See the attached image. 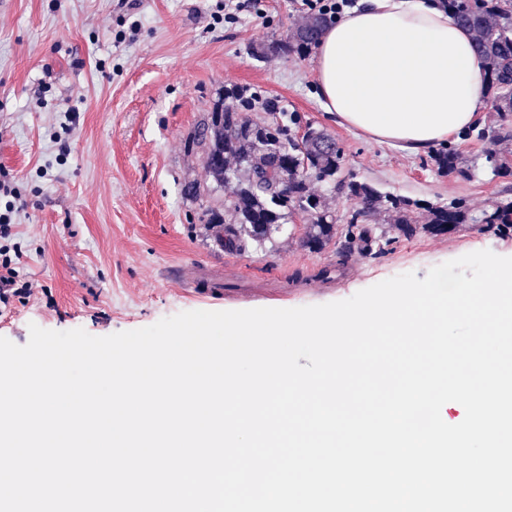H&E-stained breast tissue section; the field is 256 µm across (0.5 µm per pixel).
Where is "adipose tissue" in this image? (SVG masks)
<instances>
[{
  "mask_svg": "<svg viewBox=\"0 0 512 512\" xmlns=\"http://www.w3.org/2000/svg\"><path fill=\"white\" fill-rule=\"evenodd\" d=\"M313 68L337 122L414 154L485 107L484 61L438 0H358L322 34Z\"/></svg>",
  "mask_w": 512,
  "mask_h": 512,
  "instance_id": "obj_1",
  "label": "adipose tissue"
}]
</instances>
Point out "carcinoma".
Returning a JSON list of instances; mask_svg holds the SVG:
<instances>
[{
    "label": "carcinoma",
    "mask_w": 512,
    "mask_h": 512,
    "mask_svg": "<svg viewBox=\"0 0 512 512\" xmlns=\"http://www.w3.org/2000/svg\"><path fill=\"white\" fill-rule=\"evenodd\" d=\"M457 23L468 30L473 49L486 63V88L492 93L499 124L478 130L481 140L512 139V0H445ZM325 21L311 17L288 33V38L254 50L304 55L315 47ZM243 86L224 88V93L187 141V150L202 156L210 182H190L185 196L200 198L224 191L228 173L234 188L204 209L208 224L223 225L219 241L228 251H242L262 243L286 218L297 212L307 215L305 244L321 250L336 237V216L322 205L313 191L325 183L334 191L356 200L357 209L347 218L341 237L343 248L356 247L367 253L383 251L392 242L387 232L369 224L384 216L403 236L418 231L415 210L421 207L400 196L384 194L372 185L342 175L343 152L336 139L323 129L307 126L301 139L290 134L288 116L280 101H265L270 116L264 136H248L250 124L243 110L252 97ZM426 229L445 234L462 224H482L498 233L512 232V197L496 201L492 208L475 216L461 201L427 206Z\"/></svg>",
    "instance_id": "carcinoma-1"
}]
</instances>
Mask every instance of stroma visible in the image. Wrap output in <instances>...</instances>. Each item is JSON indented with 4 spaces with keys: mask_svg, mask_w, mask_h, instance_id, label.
Returning <instances> with one entry per match:
<instances>
[{
    "mask_svg": "<svg viewBox=\"0 0 512 512\" xmlns=\"http://www.w3.org/2000/svg\"><path fill=\"white\" fill-rule=\"evenodd\" d=\"M225 21L224 0H0V167L29 205L14 227L29 296L0 306V337L22 346L30 325L81 328L101 337L144 328L183 311L230 309L190 292L199 261L224 291L259 296L260 307L347 299L396 275L425 278L441 263L479 250L512 257V234L465 224L433 235L427 205L454 199L472 213L512 190V167L492 173L488 148L512 160V140L489 145L470 132L451 138L463 173L342 126L317 94L311 55L251 56L300 24L294 0H246ZM139 21L133 41L121 40ZM249 87L250 118L277 98L293 134L324 129L343 150V175L419 201L418 232L383 252H343L339 241L302 244L295 215L263 245L224 250L185 182L207 183L186 142L224 88Z\"/></svg>",
    "mask_w": 512,
    "mask_h": 512,
    "instance_id": "stroma-1",
    "label": "stroma"
}]
</instances>
